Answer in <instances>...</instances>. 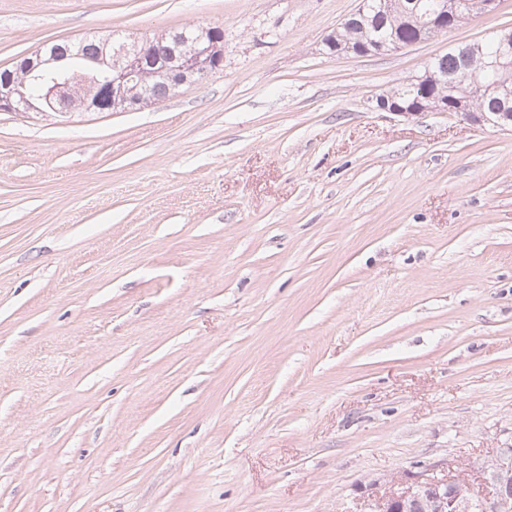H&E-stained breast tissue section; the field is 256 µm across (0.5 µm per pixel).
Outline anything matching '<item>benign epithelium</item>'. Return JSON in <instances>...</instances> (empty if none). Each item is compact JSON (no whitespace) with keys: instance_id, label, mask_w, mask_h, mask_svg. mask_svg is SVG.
<instances>
[{"instance_id":"1","label":"benign epithelium","mask_w":512,"mask_h":512,"mask_svg":"<svg viewBox=\"0 0 512 512\" xmlns=\"http://www.w3.org/2000/svg\"><path fill=\"white\" fill-rule=\"evenodd\" d=\"M496 3L497 0H455L453 13H489ZM197 32V48L191 55H178L172 48L163 50L157 41L144 38L136 42L135 56L117 59L112 56V37L102 39L103 51L88 65L96 77L86 80L81 106L87 112L132 110L124 88L148 67L159 66L167 72L174 90L190 77L205 78L212 71L211 52L219 39L211 26L201 25ZM495 41L499 45L495 56L467 64V77L479 86L487 72L498 73L512 66V32L495 34ZM67 60L65 55H50L41 47L26 60V81H15L7 71L1 74L0 110L53 111L60 115L71 112L72 75ZM377 109L409 118L424 112L448 111V98L438 96L428 104L417 99L407 105L380 99ZM454 111L465 122L479 126L490 123L487 113L469 100L456 102ZM484 473L486 490L478 494L467 480L440 474L436 466L424 464L416 471L391 477L394 487L380 496L367 495L360 512H512V447L498 449L485 465Z\"/></svg>"}]
</instances>
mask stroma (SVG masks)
Returning a JSON list of instances; mask_svg holds the SVG:
<instances>
[{"mask_svg":"<svg viewBox=\"0 0 512 512\" xmlns=\"http://www.w3.org/2000/svg\"><path fill=\"white\" fill-rule=\"evenodd\" d=\"M358 0H0V68L212 24L134 112L0 111V512H361L512 438V129L378 95L512 30L330 55ZM377 109L383 112H389L397 116L413 117L423 112H450L451 106L448 104V98L438 96L433 103L425 104L423 101L416 99L414 102L404 105L398 102L389 103L386 99H379Z\"/></svg>","mask_w":512,"mask_h":512,"instance_id":"35a3bbf8","label":"stroma"}]
</instances>
